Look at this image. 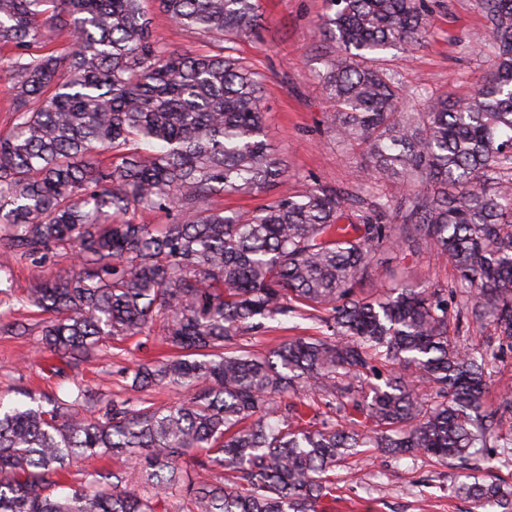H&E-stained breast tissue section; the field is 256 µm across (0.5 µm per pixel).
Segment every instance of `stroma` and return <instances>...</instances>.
Instances as JSON below:
<instances>
[{"label":"stroma","instance_id":"stroma-1","mask_svg":"<svg viewBox=\"0 0 512 512\" xmlns=\"http://www.w3.org/2000/svg\"><path fill=\"white\" fill-rule=\"evenodd\" d=\"M427 36L415 51H397L387 56V66L399 76L411 97L406 107H418L415 93L428 97L469 94L476 82L490 74V49L476 39L485 29L477 0H427ZM153 36L169 50L204 52L214 43L205 33L175 24L149 0ZM323 0H261L264 25L255 34L237 40L234 54L263 76L264 115L268 141L288 170V188L300 193L314 186H328L353 195L351 209L372 195L395 197L399 188L380 179L358 183L357 165L369 164L363 147L340 139L338 117L326 95L320 76L331 50L320 36L317 22ZM377 273L362 287L371 295L398 281L428 288H445L455 280L449 267L429 249H387L377 256ZM71 255H57L47 262L11 261L5 274L6 292L0 293V316L24 319L31 336L17 338L0 332V397L12 398L20 388L63 394L81 385L91 389L100 403L113 397L126 399L134 407L161 406L189 400L191 390L162 386L136 389L132 373L136 364L167 355L162 341L163 324L154 322L150 331L123 340H111L77 368L54 373V360L39 354L38 339L43 314L26 308L24 296L49 274L74 270ZM320 325L300 318L269 322L263 333L246 336V347L257 354L294 336H316ZM336 500L328 512H470V504L448 488V470L423 456L395 460L368 452L350 460L335 472Z\"/></svg>","mask_w":512,"mask_h":512}]
</instances>
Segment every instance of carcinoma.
Here are the masks:
<instances>
[{
  "label": "carcinoma",
  "mask_w": 512,
  "mask_h": 512,
  "mask_svg": "<svg viewBox=\"0 0 512 512\" xmlns=\"http://www.w3.org/2000/svg\"><path fill=\"white\" fill-rule=\"evenodd\" d=\"M142 2L0 0V45L46 49L6 70L15 118L0 134V247L33 261L77 256L78 272L23 300L54 315L41 345L62 365L161 317L176 354L137 365L133 385L194 395L160 407L114 400L98 417L82 386L0 398V512H155L176 491L190 512H327L329 472L361 448L432 457L478 512H512V487L471 465L487 447L485 462H512L502 432L512 394L491 407L496 352L450 333L489 323L512 349V0H480L491 75L466 97L426 99L423 112L403 111L380 61L421 44L425 0H325L318 28L333 50L321 81L338 131L368 148L360 180L402 189L356 222L334 188L288 192L265 138L262 77L224 54L262 25L259 0H158L170 20L211 36L206 53L158 45ZM64 29L69 50L50 49ZM277 188L245 213L215 203ZM139 210L172 220L140 224ZM403 246L456 271L451 297L414 284L358 295L376 252ZM289 315L326 332L263 356L243 347ZM303 392L343 423L316 425ZM190 456L211 478L191 477ZM77 457L113 466L64 492L60 474Z\"/></svg>",
  "instance_id": "obj_1"
}]
</instances>
